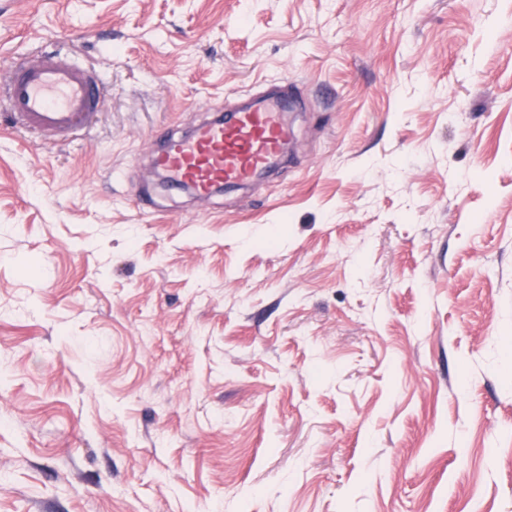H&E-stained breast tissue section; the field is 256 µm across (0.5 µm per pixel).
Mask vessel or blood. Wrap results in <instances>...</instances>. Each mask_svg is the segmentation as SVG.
<instances>
[{
  "label": "vessel or blood",
  "instance_id": "1",
  "mask_svg": "<svg viewBox=\"0 0 512 512\" xmlns=\"http://www.w3.org/2000/svg\"><path fill=\"white\" fill-rule=\"evenodd\" d=\"M101 75L74 58L43 54L10 72L0 91L16 127L42 137L86 130L104 100ZM288 94L262 98L250 108L226 111L189 136L169 141L154 156L169 189L210 196L273 168L293 137L284 117Z\"/></svg>",
  "mask_w": 512,
  "mask_h": 512
}]
</instances>
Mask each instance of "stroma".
<instances>
[{
    "mask_svg": "<svg viewBox=\"0 0 512 512\" xmlns=\"http://www.w3.org/2000/svg\"><path fill=\"white\" fill-rule=\"evenodd\" d=\"M35 52L110 93L0 111V512H512V0H0ZM287 82L272 179L158 186ZM104 86L98 72L74 58L43 54L12 69L0 97L25 133L69 136L90 126Z\"/></svg>",
    "mask_w": 512,
    "mask_h": 512,
    "instance_id": "1",
    "label": "stroma"
}]
</instances>
